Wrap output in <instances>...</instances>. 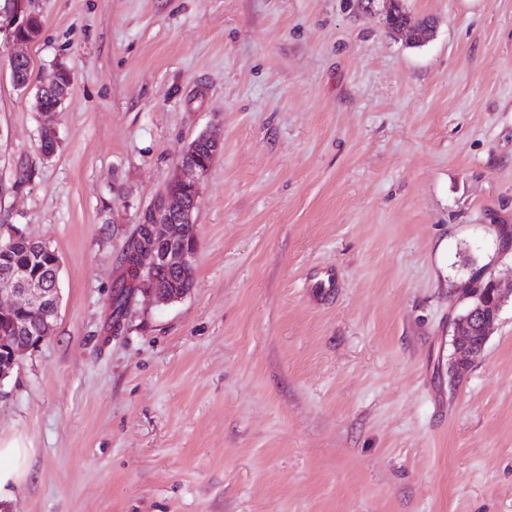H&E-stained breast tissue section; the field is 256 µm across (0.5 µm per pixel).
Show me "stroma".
Instances as JSON below:
<instances>
[{
  "label": "stroma",
  "instance_id": "1",
  "mask_svg": "<svg viewBox=\"0 0 512 512\" xmlns=\"http://www.w3.org/2000/svg\"><path fill=\"white\" fill-rule=\"evenodd\" d=\"M25 0L0 55V237L61 260L0 382L27 476L0 512H512V299L448 377L463 256L512 284V0ZM73 73L45 120L32 89ZM221 139L182 300L109 298L200 133ZM37 20L36 14L22 10L19 12L14 11L12 14L8 15L5 20H2V12L0 11V33L3 30L6 31L9 42L29 43L39 36L41 32V21L23 31L24 36L27 37L29 41L20 39L18 34L24 27L31 26Z\"/></svg>",
  "mask_w": 512,
  "mask_h": 512
}]
</instances>
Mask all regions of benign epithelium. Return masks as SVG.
I'll return each instance as SVG.
<instances>
[{"instance_id": "7a95c632", "label": "benign epithelium", "mask_w": 512, "mask_h": 512, "mask_svg": "<svg viewBox=\"0 0 512 512\" xmlns=\"http://www.w3.org/2000/svg\"><path fill=\"white\" fill-rule=\"evenodd\" d=\"M37 21L32 12L15 11L6 19H0V32L6 31L8 40L20 43L19 32ZM195 145L187 146L177 168L176 178L169 183L163 193L161 212L154 223L147 225V234L151 243L141 246L136 251V261L140 269L148 272L141 278L136 291L149 295L155 302L167 304L178 300L175 292L164 287L154 276L158 270L181 269L194 264L197 249L187 245V240L195 233L196 213L199 199L189 201L182 193L183 187L193 186L201 191L203 180L210 165H198L194 162ZM487 288L493 305L492 314L483 311L478 303L468 314L454 321V336L461 344L466 342L475 323H480L485 336H490L500 311L505 303L506 292L500 283L491 278ZM11 295L19 301L7 306L0 303V319L11 321V327L0 332V382L8 378L20 362V355L38 347L50 334L57 317L60 304L59 272H54L53 286L33 280L23 269H10L0 275V297ZM35 313L38 320L24 323L17 316Z\"/></svg>"}]
</instances>
